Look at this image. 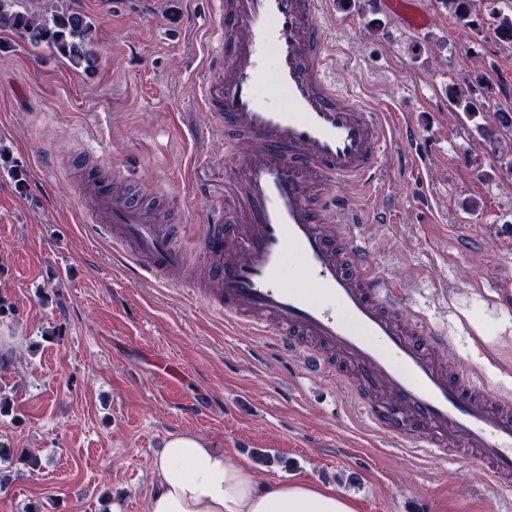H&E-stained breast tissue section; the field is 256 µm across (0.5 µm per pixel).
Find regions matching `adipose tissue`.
Instances as JSON below:
<instances>
[{"mask_svg": "<svg viewBox=\"0 0 512 512\" xmlns=\"http://www.w3.org/2000/svg\"><path fill=\"white\" fill-rule=\"evenodd\" d=\"M155 475L148 512H355L330 486L260 481L251 467L192 433L166 440Z\"/></svg>", "mask_w": 512, "mask_h": 512, "instance_id": "1", "label": "adipose tissue"}]
</instances>
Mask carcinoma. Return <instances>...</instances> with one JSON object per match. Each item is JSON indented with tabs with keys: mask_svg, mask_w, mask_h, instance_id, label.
<instances>
[{
	"mask_svg": "<svg viewBox=\"0 0 512 512\" xmlns=\"http://www.w3.org/2000/svg\"><path fill=\"white\" fill-rule=\"evenodd\" d=\"M18 0H0V29H11L35 48L45 46L54 54L67 60L75 68L89 72L95 69L97 55L94 50L95 36L92 25L76 12H56L43 17L17 9ZM452 6L456 17L471 22L473 0H444ZM489 26L503 40L512 42V16L502 13L490 14ZM448 97L465 114L477 110L471 88L451 86ZM512 133V113L497 112L493 121L481 128L484 140L492 142L502 131Z\"/></svg>",
	"mask_w": 512,
	"mask_h": 512,
	"instance_id": "carcinoma-1",
	"label": "carcinoma"
}]
</instances>
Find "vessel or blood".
Returning a JSON list of instances; mask_svg holds the SVG:
<instances>
[{"instance_id":"1","label":"vessel or blood","mask_w":512,"mask_h":512,"mask_svg":"<svg viewBox=\"0 0 512 512\" xmlns=\"http://www.w3.org/2000/svg\"><path fill=\"white\" fill-rule=\"evenodd\" d=\"M327 0H217L199 98L225 161L230 212L211 210L213 299L225 322L247 324L304 374L326 375L370 425L410 443V455H464L496 487L512 483V399L485 372L463 369L445 333L404 319L407 291L387 288L361 229L366 193L385 153L416 136L336 86L324 34ZM384 6L415 31L409 0ZM87 214L121 266L180 286L184 256L130 195L97 192ZM343 226L331 229L334 217ZM296 268L299 283L288 279Z\"/></svg>"}]
</instances>
